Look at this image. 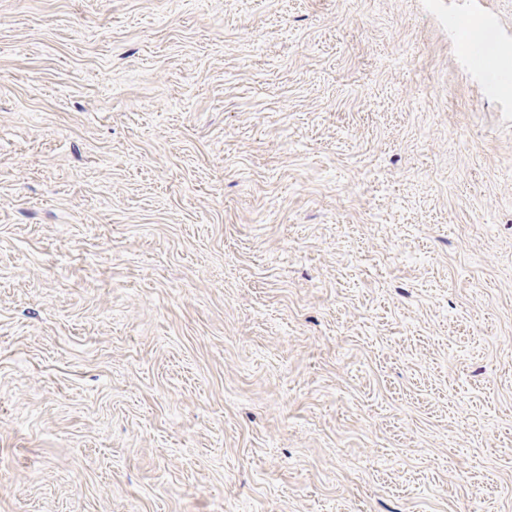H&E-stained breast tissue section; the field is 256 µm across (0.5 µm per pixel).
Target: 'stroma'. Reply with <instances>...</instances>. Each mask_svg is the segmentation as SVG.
Here are the masks:
<instances>
[{"instance_id":"obj_1","label":"stroma","mask_w":512,"mask_h":512,"mask_svg":"<svg viewBox=\"0 0 512 512\" xmlns=\"http://www.w3.org/2000/svg\"><path fill=\"white\" fill-rule=\"evenodd\" d=\"M512 0H0V512H512Z\"/></svg>"}]
</instances>
